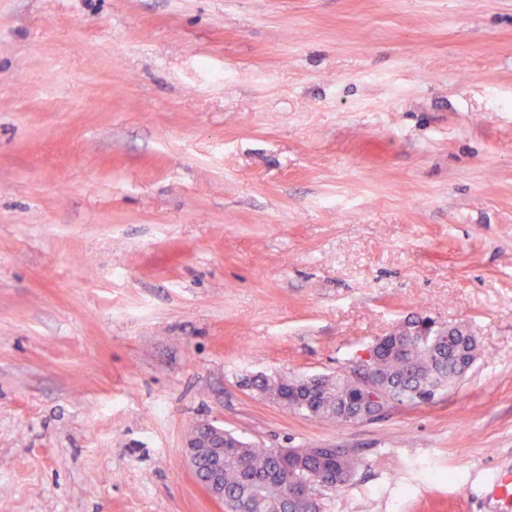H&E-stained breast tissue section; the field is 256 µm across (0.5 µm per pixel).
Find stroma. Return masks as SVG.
Instances as JSON below:
<instances>
[{"label": "stroma", "mask_w": 512, "mask_h": 512, "mask_svg": "<svg viewBox=\"0 0 512 512\" xmlns=\"http://www.w3.org/2000/svg\"><path fill=\"white\" fill-rule=\"evenodd\" d=\"M481 355L283 413L407 320ZM208 420L365 464L327 512H512V0H0V512H220ZM298 384L303 393L312 395V398H306L308 405L294 402L298 397V391L294 388L288 389L287 393L279 396L276 402L283 403L280 405L281 409L286 412L304 414L312 418H317L324 421H331L336 425L350 424L346 412L348 399L352 397L354 388L352 382L344 379L341 375L336 373L332 375L330 380H322L320 386L309 388L311 384L319 382L318 377L294 380ZM288 403H285L287 402ZM246 383L259 396H278L287 386L283 375L258 374L248 378Z\"/></svg>", "instance_id": "1"}]
</instances>
